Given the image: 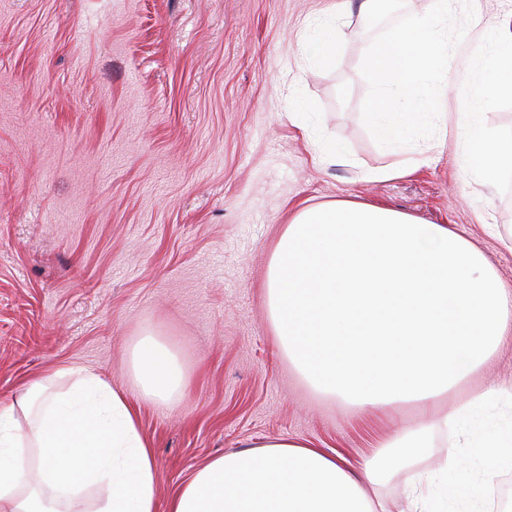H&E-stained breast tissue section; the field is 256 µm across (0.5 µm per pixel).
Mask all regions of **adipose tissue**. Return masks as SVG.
<instances>
[{"label":"adipose tissue","instance_id":"ef3b65f1","mask_svg":"<svg viewBox=\"0 0 512 512\" xmlns=\"http://www.w3.org/2000/svg\"><path fill=\"white\" fill-rule=\"evenodd\" d=\"M495 40L479 52L494 75L478 87L466 121L468 166L488 183L512 164V142L478 119L512 88V20L500 22ZM130 364V394L97 373L61 369L0 406V512H159L155 458L131 399L173 401L187 376L149 334ZM391 470L381 450L352 466L305 441L262 443L197 470L166 512H376L366 487Z\"/></svg>","mask_w":512,"mask_h":512}]
</instances>
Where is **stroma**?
Returning a JSON list of instances; mask_svg holds the SVG:
<instances>
[{
  "label": "stroma",
  "instance_id": "1",
  "mask_svg": "<svg viewBox=\"0 0 512 512\" xmlns=\"http://www.w3.org/2000/svg\"><path fill=\"white\" fill-rule=\"evenodd\" d=\"M480 3L448 65L447 137L382 147L361 116L376 32L334 19L336 0H0V402L61 367L132 392L130 350L149 330L188 376L171 404L138 405L162 510L226 452L303 439L356 464L448 414L373 501L407 512L421 473L424 512H512V396L479 399L488 381L512 386V327L446 393L375 409L318 390L267 307L286 224L336 201L448 225L512 298V166L480 181L462 130L488 77L476 48L512 0ZM333 19L335 58L304 57ZM319 140L335 161L314 162ZM421 148L430 165L405 172ZM380 169L392 178L370 179Z\"/></svg>",
  "mask_w": 512,
  "mask_h": 512
}]
</instances>
